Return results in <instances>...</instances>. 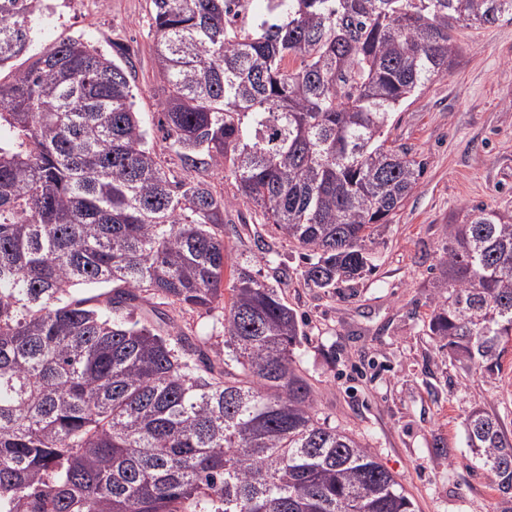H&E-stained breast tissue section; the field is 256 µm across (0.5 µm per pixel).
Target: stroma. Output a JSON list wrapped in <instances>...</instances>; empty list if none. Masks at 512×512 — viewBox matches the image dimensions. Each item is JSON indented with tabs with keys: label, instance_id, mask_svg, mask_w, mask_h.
Masks as SVG:
<instances>
[{
	"label": "stroma",
	"instance_id": "stroma-1",
	"mask_svg": "<svg viewBox=\"0 0 512 512\" xmlns=\"http://www.w3.org/2000/svg\"><path fill=\"white\" fill-rule=\"evenodd\" d=\"M31 53L80 38L104 55L133 56L135 110L148 145L176 160L159 130L163 96L153 63L150 0H47ZM460 54L447 74L394 112L388 136L411 147L424 173L370 249L363 278L324 290L304 284L302 254L217 181L228 263L281 289L304 320L294 356L316 392L321 418L365 442L403 485L416 512H512L466 442L473 406L512 432V341L495 376L454 364L428 330L448 226L472 207L512 211V22L454 33Z\"/></svg>",
	"mask_w": 512,
	"mask_h": 512
}]
</instances>
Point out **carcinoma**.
Here are the masks:
<instances>
[{
    "mask_svg": "<svg viewBox=\"0 0 512 512\" xmlns=\"http://www.w3.org/2000/svg\"><path fill=\"white\" fill-rule=\"evenodd\" d=\"M42 0H0V512H415L368 446L318 416L303 322L230 271L224 193L305 251L314 288L373 269L366 243L423 167L392 114L448 72L454 31L512 0H151L166 136L148 147L135 65L69 38L14 67ZM430 335L500 371L512 213L448 225ZM222 308L228 352L175 313ZM467 446L505 495L512 438L481 409Z\"/></svg>",
    "mask_w": 512,
    "mask_h": 512,
    "instance_id": "cac0c4a2",
    "label": "carcinoma"
}]
</instances>
